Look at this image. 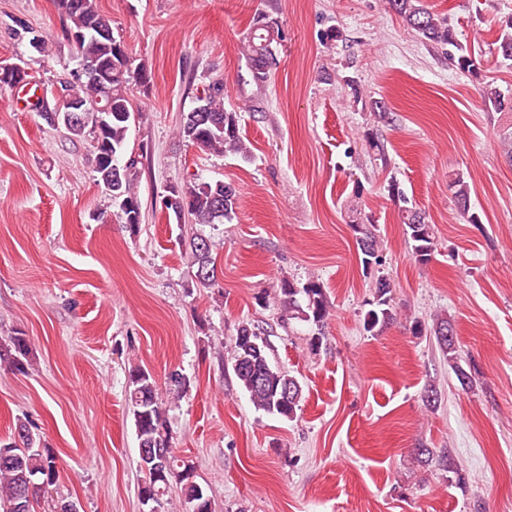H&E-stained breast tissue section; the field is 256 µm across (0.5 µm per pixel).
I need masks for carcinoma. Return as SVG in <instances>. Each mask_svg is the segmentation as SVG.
<instances>
[{
    "label": "carcinoma",
    "mask_w": 512,
    "mask_h": 512,
    "mask_svg": "<svg viewBox=\"0 0 512 512\" xmlns=\"http://www.w3.org/2000/svg\"><path fill=\"white\" fill-rule=\"evenodd\" d=\"M59 13L66 20L65 34L71 45L77 67L64 73L56 81L50 96L40 102L39 116L51 128L63 130L75 137H88L92 143V165L96 181L102 185L118 218L135 226L141 221V203L136 193L137 161L126 158L128 132L135 112L128 96L132 83L150 82V74L143 66H133L125 44L114 37L112 18L101 11L98 0H54ZM389 8L413 29L423 40L440 47L461 49L456 33L448 19L434 13L426 0H388ZM280 37L268 19L254 16L248 35L245 56L253 80L265 83L277 70ZM503 59L512 61V19L505 22L496 41ZM485 102L496 112L512 111V96L489 83L484 87ZM78 103L85 108L77 120L70 113L59 111L61 100ZM198 106L183 115L178 136L211 154L231 152L244 159L251 151L241 132V115L224 108V81L212 82L197 97ZM108 106L109 112L98 108ZM120 162V176L112 178L113 162ZM454 202L460 216L469 224L479 223L477 213L471 211L468 184L462 176L453 181ZM164 201L166 210L176 221L190 217L196 224H222L232 219L237 204V190L230 183L198 180L189 184L171 185ZM407 235L413 242L415 258L421 263L431 260L436 250L435 236L425 217L408 210L403 217ZM357 245L362 254L363 271L381 265L378 239L372 224H355ZM214 242L205 236L190 238L188 249L196 281L204 288L211 286L218 274L212 258ZM390 301V283L383 278L376 281L374 302L365 316L363 326L374 333L394 320ZM278 303L288 319H298L322 330L330 309L320 282L304 283L285 277L281 280ZM436 347L448 358L460 387H473L471 372L461 364L456 347L454 326L448 317L434 316L427 328ZM267 339L262 328L249 322L238 325L231 344L232 370L240 389L249 397L258 411L285 421L297 417L302 399V386L288 371L272 362ZM31 344L24 334L17 332L0 337V368L23 373L30 362ZM126 403L133 420L135 434L141 448H162L165 455L162 466L165 477L155 476V462L139 458L142 473L139 495L151 500L157 512L164 509V497L171 486L180 487L190 508L212 512V501L207 488L194 479L193 470H187L175 455L173 436L168 424L163 400L159 396L153 376L139 366L129 369ZM417 454L426 462H435L442 470L451 472L458 485H466L465 474L451 462L450 450L434 452L419 448ZM57 457L41 443V437L27 421L17 420L14 432L0 438V512H35L41 491L32 498L24 495L28 481L51 486L58 478Z\"/></svg>",
    "instance_id": "1"
}]
</instances>
